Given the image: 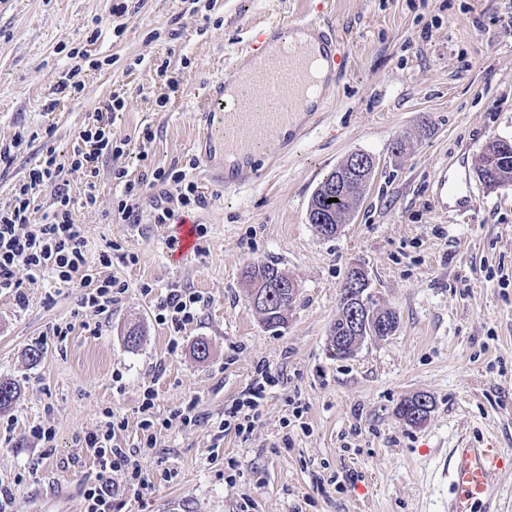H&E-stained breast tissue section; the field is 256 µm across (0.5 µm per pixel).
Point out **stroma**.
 <instances>
[{"label": "stroma", "mask_w": 512, "mask_h": 512, "mask_svg": "<svg viewBox=\"0 0 512 512\" xmlns=\"http://www.w3.org/2000/svg\"><path fill=\"white\" fill-rule=\"evenodd\" d=\"M319 2L213 0L205 18L192 0H138L137 13L120 18L113 0H0V146L12 154L0 163V205L47 148L70 155L91 111L112 95L124 100L112 130L130 141L101 160L96 205L74 212L91 254L111 250L110 272L128 286L122 300L99 314L80 306L79 289L24 270L27 305L0 294V380L18 388L0 412V486L12 492V512H84L98 467L83 435L109 410L125 423L118 444L138 445L149 388L156 418L193 400L200 420L156 428L141 459L153 485L141 501L129 498L124 475L109 474L112 512H441L450 448L512 449V184L490 190L476 175L486 143L512 139V0H332L348 75L310 132L276 165L259 159L257 187L224 190L194 162L205 84L264 25L316 17ZM94 25L101 35L90 45ZM76 50L92 59L81 67L84 87L51 105L61 73L78 65ZM172 80L180 90L171 98ZM147 126L154 138L144 144ZM399 139L407 148L397 155ZM354 151L378 165L339 233L322 237L308 222L309 203ZM149 165L186 171L206 206L175 208L169 224L155 223L148 206L139 223L118 220L112 171L134 179ZM443 171L466 172V215L438 206ZM186 221L207 233L175 263L168 241ZM256 260L278 263L298 285L276 330L241 278ZM355 266L399 327L340 359L330 326ZM170 288L204 299L180 330L155 320L156 298ZM60 323L74 326L62 342L52 335ZM135 324L143 337L133 346L126 331ZM200 340L209 347L202 360L193 353ZM33 347L42 350L35 361ZM262 363L283 382L249 440L220 435L225 407ZM418 392L434 408L414 427L397 407ZM297 401L307 408L300 423L291 419ZM36 425L53 440L34 438Z\"/></svg>", "instance_id": "obj_1"}]
</instances>
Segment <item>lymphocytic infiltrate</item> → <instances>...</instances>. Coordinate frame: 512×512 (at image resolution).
Returning <instances> with one entry per match:
<instances>
[{
  "label": "lymphocytic infiltrate",
  "instance_id": "lymphocytic-infiltrate-1",
  "mask_svg": "<svg viewBox=\"0 0 512 512\" xmlns=\"http://www.w3.org/2000/svg\"><path fill=\"white\" fill-rule=\"evenodd\" d=\"M120 96H112L94 108L90 120L79 133V143L68 158H60L54 149H47L32 167L28 176L15 192L12 200L0 207V292H18L19 269H26L30 277L50 275L59 285L79 288L82 306L97 313L111 310L127 292L128 286L118 278L106 275L112 265V254L101 251L97 261L88 257V241L80 225L75 224L73 214L76 207L89 208L97 201L96 188L100 174L99 161L102 158L122 153L128 146V139L115 136L109 120L110 113L122 109ZM83 170L85 189L81 198H74L67 188L58 184L64 167ZM112 178L120 194L116 200L115 212L118 218L129 224L140 221L142 200L148 189L163 186L169 199L168 204H156L153 218L155 223L165 224L172 220L174 212L171 202H178L184 210L190 211L205 206L206 196L198 185L187 179L184 171L175 168L152 167L145 170L140 178L131 180L123 170H115ZM54 187L55 207L45 216L43 223L30 221L31 206L35 194L45 187ZM201 299L196 293L179 288L171 289L157 301L155 319L160 324L182 328L194 323L198 316ZM256 377L245 392L224 413L218 428L225 434H235L245 439L251 434L254 422L260 415L268 387L276 385L279 376L269 365L260 364L255 368ZM155 394L146 391L141 411L144 418L141 429L144 436L139 446L124 448L116 444L118 431L124 427L113 413H106L102 424L87 432L82 440L85 448L97 458L102 473L121 472L126 476V485L133 498H141L143 490L151 484L152 475L140 464L147 449L153 448L155 425L163 428H186L196 424L199 415L195 402L171 413L162 422H154L149 412L154 408Z\"/></svg>",
  "mask_w": 512,
  "mask_h": 512
}]
</instances>
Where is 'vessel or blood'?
Returning a JSON list of instances; mask_svg holds the SVG:
<instances>
[{"instance_id":"obj_1","label":"vessel or blood","mask_w":512,"mask_h":512,"mask_svg":"<svg viewBox=\"0 0 512 512\" xmlns=\"http://www.w3.org/2000/svg\"><path fill=\"white\" fill-rule=\"evenodd\" d=\"M340 40L328 22L299 18L270 24L248 49L240 52L224 74L209 81L198 106L203 124L200 156L204 162L222 157L216 175L225 189L256 182L258 155L280 157L308 130L312 111H325L328 91L346 74ZM438 201H454L459 211L471 206L467 182L437 180ZM196 224L177 227V253L194 252ZM512 469V452L487 446L452 448L443 473L449 482L445 512H492L502 492L500 475Z\"/></svg>"}]
</instances>
